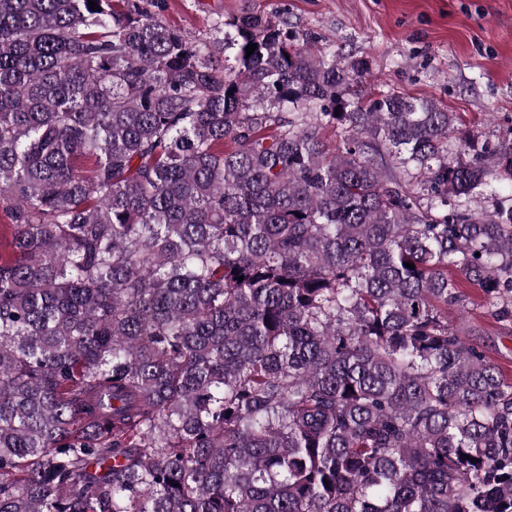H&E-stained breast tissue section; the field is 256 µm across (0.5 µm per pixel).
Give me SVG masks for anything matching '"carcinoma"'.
<instances>
[{
  "label": "carcinoma",
  "mask_w": 512,
  "mask_h": 512,
  "mask_svg": "<svg viewBox=\"0 0 512 512\" xmlns=\"http://www.w3.org/2000/svg\"><path fill=\"white\" fill-rule=\"evenodd\" d=\"M94 2L0 0V512H512V126ZM448 319L463 329L466 342L479 346L512 382V333L510 327L496 323L479 307H469L460 319L458 312L448 311Z\"/></svg>",
  "instance_id": "carcinoma-1"
}]
</instances>
